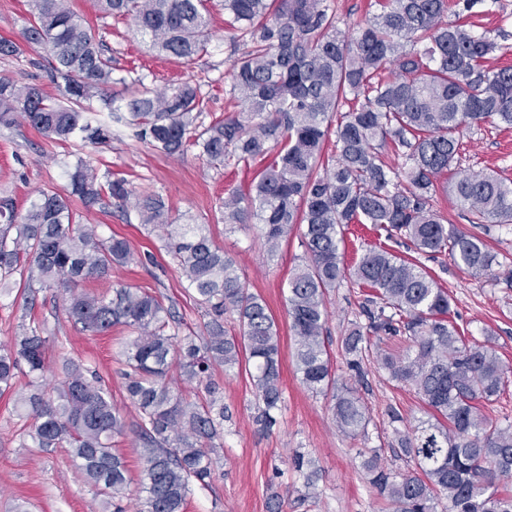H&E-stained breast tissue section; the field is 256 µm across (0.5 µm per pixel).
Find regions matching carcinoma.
I'll use <instances>...</instances> for the list:
<instances>
[{"instance_id": "carcinoma-1", "label": "carcinoma", "mask_w": 512, "mask_h": 512, "mask_svg": "<svg viewBox=\"0 0 512 512\" xmlns=\"http://www.w3.org/2000/svg\"><path fill=\"white\" fill-rule=\"evenodd\" d=\"M117 22H130L160 54L190 68L209 53L211 18L204 0H98ZM24 42L43 48L45 68L63 99L36 84L0 77V125L24 122L51 142L70 144L69 183L41 190L25 213L0 196V288L20 262L43 288L65 294L74 322L96 334L115 326L130 336L122 355L125 390L138 415L143 498L140 512H184L190 483L211 478L223 449V388L218 367L246 357L267 429L277 419L282 390L280 336L260 296L241 282L235 261L217 246L207 224H175L153 194H137L123 179H102L84 157L123 128L168 156L190 148L213 165L249 167L278 148L252 182L248 196L231 191L214 208L224 224L262 225L268 252L299 228L305 263L288 280L290 328L300 381L315 394H332L336 426L351 437L367 433V407L353 388L337 385L324 338L326 293L349 282L372 291L367 324L342 338L347 366L360 370L372 336H405L407 347L380 358L388 380L409 386L430 420L395 430L396 456L413 464L386 469L377 454L363 462L369 483L392 512H512V421L493 420L481 403L500 398L512 371L488 340L470 342L451 319L447 292L418 262L384 249L367 250L347 268L340 259L344 228L373 224L403 238L417 254H446L473 276L494 274L495 256L479 237L433 210L441 177L459 162L457 134L486 123L512 126V66L491 67L489 56L512 35L480 34L448 20V0H384L381 12L348 35L331 0H224L225 24L237 57L224 86L246 117L208 125L199 88L155 89L136 77H113L112 55L71 8L70 0H28ZM122 85V105L112 86ZM101 103L98 110L91 100ZM108 112V118L101 113ZM117 129H112L109 121ZM333 142L329 156L324 147ZM392 146L394 159L383 150ZM452 195L471 224H512V184L494 175L456 173ZM91 211L107 199L128 203L140 223L160 228L161 249L177 260L187 287L208 317L203 335L184 334L156 296L118 283L112 297L79 290L90 277L137 261L123 238H102L81 224L70 206ZM237 315L238 333L224 328ZM46 337L37 331L0 345V392L25 371L35 391L18 404L32 416L28 436L37 448L67 444L77 471L112 498V512L131 481L112 439L126 423L110 391L81 364L64 366L57 397L37 388L46 369ZM200 385L190 400L168 381L171 367Z\"/></svg>"}]
</instances>
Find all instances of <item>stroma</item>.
<instances>
[{
    "label": "stroma",
    "instance_id": "stroma-1",
    "mask_svg": "<svg viewBox=\"0 0 512 512\" xmlns=\"http://www.w3.org/2000/svg\"><path fill=\"white\" fill-rule=\"evenodd\" d=\"M73 10L92 33L112 50L114 73L129 70L146 75L159 88L183 82L199 85L210 102L202 121L230 115L224 85L235 58L224 24V0H210L212 41L207 55L195 68H186L172 57H158L147 48L144 37L129 25L114 23L96 0H71ZM42 48L22 46L18 56L0 58V77L20 84L39 85L48 95L59 97L57 86L39 68ZM460 168L470 173L497 172L512 181V128L486 124L460 135ZM67 145L49 143L27 125L0 126V194L12 196L19 209L40 190H63L68 182L63 158ZM85 157L99 173L128 181L132 189L160 196L173 219L209 223L215 243L235 261L249 292L260 295L276 319L281 336L282 399L277 423L264 429L256 418L262 406L247 363L231 370L216 369L214 378L224 388V449L214 466L209 485H192L185 512H269L271 496L279 498V512H383V501L370 485L362 467L365 457L378 453L383 466L405 469L396 458L395 430H411L427 413L407 387L391 385L377 366V353H399L400 338H372V356L361 372L348 369L340 353L343 336L351 324L366 323L363 305L367 289L344 284L327 295L329 319L326 344L333 360L337 382L356 389L370 417L367 434L350 437L340 432L330 410L329 397L308 391L295 370L294 336L290 330L287 283L303 250L297 235H288L275 254H267L261 227L257 224H223L211 221L219 200L233 191H248L256 168L219 167L188 150L171 158L136 141L128 133L106 143L87 147ZM433 206L453 224L481 237L496 257L495 277H473L458 269L447 254L420 256V263L452 299V318L469 340L492 339L498 355L512 366V225L471 224L451 195L437 192ZM96 225L99 235H117L128 240L141 262L113 268L111 276L87 280L85 291L111 296L112 287L124 283L156 296L182 321L186 331H201L205 316L195 302L181 270L170 255L159 251L156 234L137 219L126 218L118 202L95 209L82 217ZM384 245L401 256L410 251L400 241L387 239L384 231L367 225L349 226L344 232L340 256L353 265L366 249ZM37 329L48 339L47 370L42 388L55 394L64 378L62 366L74 361L95 371L112 394L113 404L125 416L128 427L115 446L127 463L132 478H139L142 463L140 442L133 427L135 411L123 389L126 370L120 355L123 328L104 335L86 331L68 315L56 290L32 288L28 271L12 277L10 289L0 292V344L12 343L23 330ZM29 379L18 374L13 391L0 395V512H14L26 505L28 512H112L105 495L75 471L67 447H33L26 433L32 423L27 411L15 405V396L27 392ZM402 420L392 424L389 413ZM302 452L314 470L315 488L290 462L293 452Z\"/></svg>",
    "mask_w": 512,
    "mask_h": 512
}]
</instances>
